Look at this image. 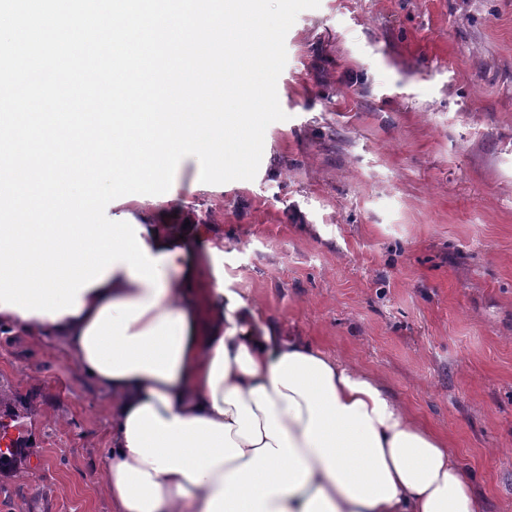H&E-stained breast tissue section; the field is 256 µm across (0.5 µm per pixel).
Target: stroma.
<instances>
[{
  "label": "stroma",
  "mask_w": 512,
  "mask_h": 512,
  "mask_svg": "<svg viewBox=\"0 0 512 512\" xmlns=\"http://www.w3.org/2000/svg\"><path fill=\"white\" fill-rule=\"evenodd\" d=\"M285 47L253 180L214 192L190 156L105 213L206 225L226 288L376 377L512 512V0H320ZM0 395L26 442L0 512H113L111 402L64 347L1 325Z\"/></svg>",
  "instance_id": "1"
}]
</instances>
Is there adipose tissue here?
I'll list each match as a JSON object with an SVG mask.
<instances>
[{
	"mask_svg": "<svg viewBox=\"0 0 512 512\" xmlns=\"http://www.w3.org/2000/svg\"><path fill=\"white\" fill-rule=\"evenodd\" d=\"M160 259L162 294L109 269L81 291L78 312L0 324L60 342L112 400L105 463L114 512H478L471 478L445 439L374 378L280 335L224 286V249L207 229L140 212ZM151 301L128 332L182 318L171 378L99 371L84 336L102 309Z\"/></svg>",
	"mask_w": 512,
	"mask_h": 512,
	"instance_id": "1",
	"label": "adipose tissue"
}]
</instances>
